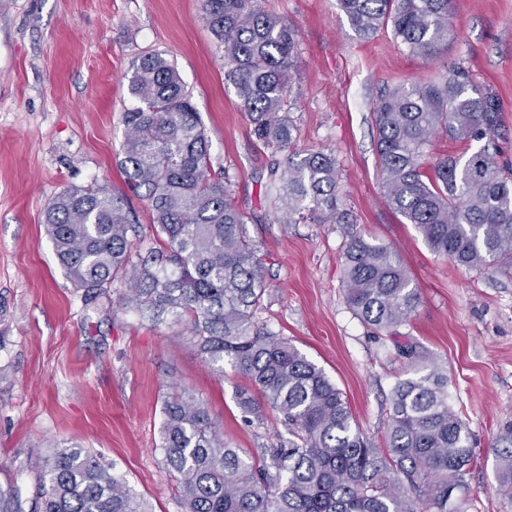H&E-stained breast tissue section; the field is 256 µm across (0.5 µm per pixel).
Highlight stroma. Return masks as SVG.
Here are the masks:
<instances>
[{
  "mask_svg": "<svg viewBox=\"0 0 512 512\" xmlns=\"http://www.w3.org/2000/svg\"><path fill=\"white\" fill-rule=\"evenodd\" d=\"M263 6L297 32V145L335 156L348 223L279 222L265 186L287 156L256 141L224 79V46L203 0H0V488L30 503L45 459L78 445L113 466L152 512H184L160 433L163 400L180 388L248 454L288 437L274 411L246 422L235 399L245 378L207 366L183 326L141 320L122 285L85 303L45 234L51 199L86 187L123 198L150 229L148 203L130 192L120 160L132 66L158 54L201 117L211 178L228 183L248 218L266 287L260 321L325 370L379 448L391 392L411 368L400 346L441 364L476 458L465 512H512L496 490L494 457L498 429L512 420V269L438 257L384 204L372 120L384 88L439 80L456 63L497 96L512 160V0H454L453 33L431 57L410 53L388 29L358 37L336 0ZM354 236L394 246L419 290L416 313L394 334L372 335L345 302L341 254Z\"/></svg>",
  "mask_w": 512,
  "mask_h": 512,
  "instance_id": "35a3bbf8",
  "label": "stroma"
}]
</instances>
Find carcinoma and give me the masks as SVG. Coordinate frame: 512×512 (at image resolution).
Instances as JSON below:
<instances>
[{"mask_svg": "<svg viewBox=\"0 0 512 512\" xmlns=\"http://www.w3.org/2000/svg\"><path fill=\"white\" fill-rule=\"evenodd\" d=\"M452 0H337L361 38L380 26L409 51L432 56L448 43ZM212 34L224 44V78L252 126L288 167L271 168L268 197L283 223L344 224L336 158L296 149L288 92L298 70L295 30L260 0H204ZM120 165L143 192L158 246L134 249L140 226L103 187L67 190L44 214L45 233L72 284L87 299L126 287L142 318L185 325L186 341L219 372L231 365L258 390L236 391L245 418L277 412L288 446L261 449L254 461L224 441L204 403L181 391L165 397L164 463L185 512H463L465 476L475 464L470 432L448 398V374L407 346L412 372L396 383L386 448L356 427L342 390L316 363L257 321L265 287L246 217L229 186L208 178L209 145L177 70L164 57L133 65ZM373 122L385 204L412 224L436 255L468 269L512 267V166L499 145L496 95L460 65L438 81L395 86L375 105ZM444 134L459 154L431 157ZM344 298L377 334H391L416 311L418 289L391 246L362 236L342 253ZM496 449L499 491L512 498V422ZM30 512H151L123 476L87 450L58 448L37 477ZM0 512H24L0 489Z\"/></svg>", "mask_w": 512, "mask_h": 512, "instance_id": "cac0c4a2", "label": "carcinoma"}]
</instances>
